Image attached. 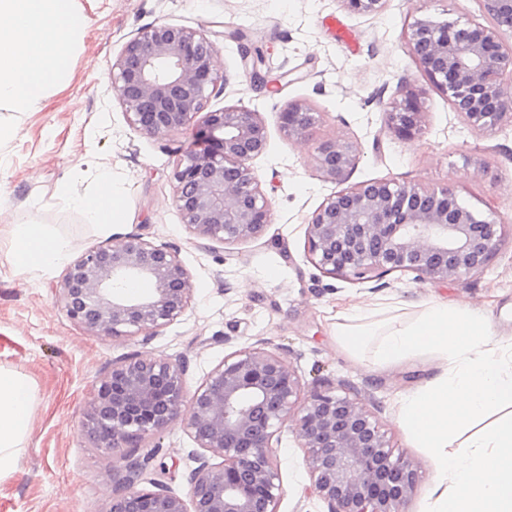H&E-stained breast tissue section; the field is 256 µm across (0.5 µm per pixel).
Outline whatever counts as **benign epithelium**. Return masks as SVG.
<instances>
[{
    "mask_svg": "<svg viewBox=\"0 0 512 512\" xmlns=\"http://www.w3.org/2000/svg\"><path fill=\"white\" fill-rule=\"evenodd\" d=\"M358 14L378 12L384 0H343ZM490 21L419 18L408 43L432 87L479 131L512 123V0H486ZM215 47L196 29L160 24L129 40L112 64L113 88L129 124L167 136L197 122L201 151H190L174 173L173 201L194 235L240 241L260 235L271 204L252 161L268 144L259 112L229 106L206 112L215 85ZM403 105L386 112L385 129L420 134L426 94L407 82ZM289 139L304 140L313 108L291 101L280 113ZM318 169L341 183L359 159L358 144L343 138L315 147ZM504 224L458 201L450 188L425 189L381 179L350 186L327 198L307 223V252L334 279L371 280L410 271L420 280L477 276L499 250ZM142 278L150 294L136 297L125 283ZM192 295L179 252L138 236L92 246L66 270L56 302L67 316L97 335L147 336L181 316ZM184 363L134 354L112 363L93 389L83 429L99 448H123L105 512H277L281 492L274 438L290 416L307 449L314 489L329 512H404L416 470L393 454L371 414L350 389L330 379L302 395L295 370L280 354L251 348L224 359L183 396ZM181 419L196 445L198 466L188 476V498L150 477L149 456L135 449L149 435ZM219 457L215 466L209 457ZM153 489L148 490L143 484Z\"/></svg>",
    "mask_w": 512,
    "mask_h": 512,
    "instance_id": "1",
    "label": "benign epithelium"
}]
</instances>
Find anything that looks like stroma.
Listing matches in <instances>:
<instances>
[{
  "label": "stroma",
  "mask_w": 512,
  "mask_h": 512,
  "mask_svg": "<svg viewBox=\"0 0 512 512\" xmlns=\"http://www.w3.org/2000/svg\"><path fill=\"white\" fill-rule=\"evenodd\" d=\"M85 31L68 61L67 83L50 90L36 112H0L17 134L0 143V365L26 376L36 388L30 432L17 471L0 481V512H105L117 454L82 433L95 381L112 362L133 354L183 360L186 395H193L225 358L247 348L282 354L304 387L328 378L359 392L390 441L394 454L411 459L418 473L405 512H431L435 462L413 447L395 413L398 399L422 378L432 356L415 358L374 376L337 347L339 313L394 298L418 312L433 299L467 305L487 316L499 342L512 344V238L478 276L418 280L395 271L377 281L333 279L309 260L307 222L342 185L393 179L422 188H452L468 206L496 212L512 223V125L474 130L447 96L430 87L406 41L418 18L486 22L484 0H386L374 14L349 11L343 0H77ZM341 21L343 32L328 26ZM172 24L204 32L216 48L217 83L205 104L215 111L245 105L259 112L268 147L252 162L271 202L272 219L255 238L221 242L189 232L173 203V174L193 128L152 136L129 125L112 84V64L124 45L151 25ZM247 36L258 66L242 61L231 32ZM265 77L254 86L252 71ZM426 88L422 133L407 139L386 132L385 113L402 103L401 81ZM303 101L320 120L306 140L288 139L279 115ZM346 138L360 147L345 183L317 169L320 141ZM112 171L124 192V212L111 232L87 223L61 200L62 179L93 196L95 170L87 153ZM48 224L67 237L71 258L94 245L139 236L179 251L193 284L191 302L154 336L107 337L87 331L55 301L64 269L26 279L11 266V225ZM294 422L280 428L275 450L282 491L277 512H328L311 488L306 450ZM151 471L179 496L195 462L185 424L175 421L145 438Z\"/></svg>",
  "instance_id": "35a3bbf8"
}]
</instances>
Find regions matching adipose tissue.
<instances>
[{"label": "adipose tissue", "mask_w": 512, "mask_h": 512, "mask_svg": "<svg viewBox=\"0 0 512 512\" xmlns=\"http://www.w3.org/2000/svg\"><path fill=\"white\" fill-rule=\"evenodd\" d=\"M84 27L76 0H0V109L40 110L64 80ZM63 199L105 232L123 206L121 187L104 169L93 198L67 185ZM12 237L15 274L40 277L70 257L68 239L50 225L16 224ZM406 309L383 301L344 316L338 347L373 372L432 355L438 373L399 402L397 418L435 460L433 512H512V347L467 306L432 302L412 316ZM35 398L25 376L0 367V480L18 469Z\"/></svg>", "instance_id": "obj_1"}]
</instances>
